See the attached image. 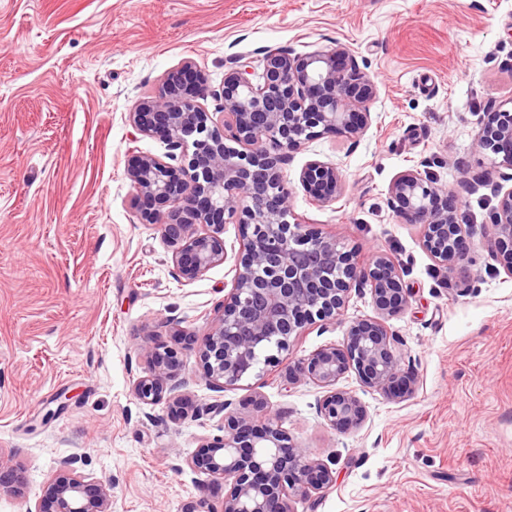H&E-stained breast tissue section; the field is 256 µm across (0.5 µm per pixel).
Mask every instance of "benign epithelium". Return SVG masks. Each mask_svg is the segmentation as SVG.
<instances>
[{"mask_svg":"<svg viewBox=\"0 0 512 512\" xmlns=\"http://www.w3.org/2000/svg\"><path fill=\"white\" fill-rule=\"evenodd\" d=\"M376 92L375 81L343 46L304 55L275 49L259 72L235 61L217 90L185 63L129 113L137 132L159 136L173 151H191L183 164L143 156L129 170L140 218L159 226L179 273L193 280L224 260V225L231 220L242 242L233 287L208 331L197 338L173 327L175 345L159 341L145 348L152 371L134 386L142 403L164 401L178 419L195 412L193 401L178 392L177 346L194 350L203 376L222 390L280 366L291 338L315 317L338 320L351 290L365 286L376 316L351 322L342 346L287 367L285 381L328 388L320 414L343 434L357 430L366 415L355 393L335 388L348 371L364 388L397 398L412 394L415 380L402 371L388 326L409 304L399 266L383 253L362 266L336 236L290 221L292 189L281 171L290 152L316 139L339 134L357 141L370 126L367 103ZM209 96L220 102L218 120L202 104ZM476 147L494 155L498 179L486 173L474 186L491 187L497 198L491 216L496 260L512 275V187L503 186L512 181V109L487 113ZM299 181L314 203L344 196L343 175L332 163L308 162ZM389 198L405 223L420 227L423 247L447 275L466 270L472 232L457 222L454 195L409 169L391 183ZM157 202L170 209L155 210ZM210 410L224 414V436L203 444L188 465L224 487L222 512H291L292 496L334 485L333 471L293 440L279 416L268 415L256 430L226 401ZM76 460L59 461L35 512H112L110 488L77 471Z\"/></svg>","mask_w":512,"mask_h":512,"instance_id":"benign-epithelium-1","label":"benign epithelium"}]
</instances>
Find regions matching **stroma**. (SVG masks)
I'll return each instance as SVG.
<instances>
[{"mask_svg": "<svg viewBox=\"0 0 512 512\" xmlns=\"http://www.w3.org/2000/svg\"><path fill=\"white\" fill-rule=\"evenodd\" d=\"M339 44L377 84L370 126L303 145L282 171L301 223L360 263L383 252L402 267L411 298L388 325L415 391L393 398L344 374L338 388L366 410L349 434L321 416L324 388L284 385L277 370L218 393L186 351L181 392L237 409L262 394L332 469L335 485L293 497L292 512H512V275L490 250L491 188L464 186L492 167L475 149L479 118L512 98V0H0V459L20 478L0 488V512H34L73 454L111 486L112 512L221 505L223 487L187 461L223 436V417L176 420L133 388L151 371L142 345L174 325L206 332L233 285L239 228L224 227L222 263L179 274L127 175L135 157L170 150L128 114L187 61L216 89L238 57L259 69L271 48ZM312 160L340 168L341 201L306 199ZM409 169L460 200L475 244L464 276L439 271L392 210L389 187ZM374 314L369 290L352 289L339 320L292 339L289 363Z\"/></svg>", "mask_w": 512, "mask_h": 512, "instance_id": "stroma-1", "label": "stroma"}]
</instances>
